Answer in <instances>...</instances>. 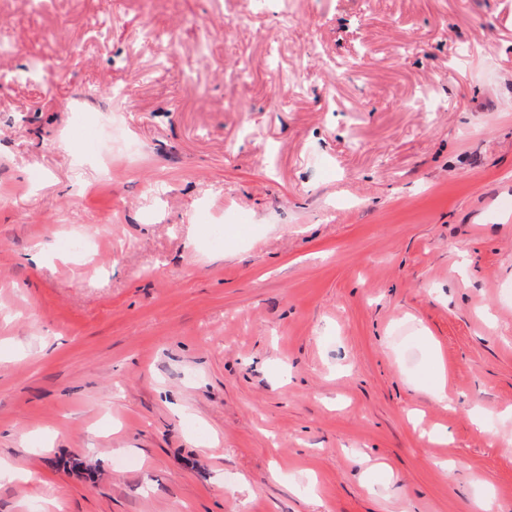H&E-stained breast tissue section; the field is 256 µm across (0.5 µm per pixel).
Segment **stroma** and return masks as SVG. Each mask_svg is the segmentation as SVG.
<instances>
[{"mask_svg": "<svg viewBox=\"0 0 512 512\" xmlns=\"http://www.w3.org/2000/svg\"><path fill=\"white\" fill-rule=\"evenodd\" d=\"M112 9L0 0V512H512V0ZM120 125L111 127H98L93 134L88 133L87 139L92 142L93 153L104 158L103 170L109 176L111 167L108 162V156L112 153V146L120 136ZM113 135V141H112Z\"/></svg>", "mask_w": 512, "mask_h": 512, "instance_id": "obj_1", "label": "stroma"}]
</instances>
